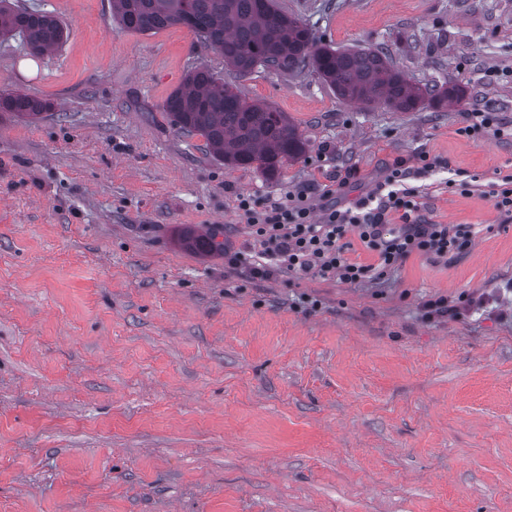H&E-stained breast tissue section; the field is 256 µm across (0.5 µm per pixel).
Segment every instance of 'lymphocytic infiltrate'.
I'll return each instance as SVG.
<instances>
[{"label":"lymphocytic infiltrate","mask_w":512,"mask_h":512,"mask_svg":"<svg viewBox=\"0 0 512 512\" xmlns=\"http://www.w3.org/2000/svg\"><path fill=\"white\" fill-rule=\"evenodd\" d=\"M436 164L424 152L411 161L396 159L371 191L347 205L337 197L347 180L356 177L353 169L332 183L313 180L279 198L258 202L239 197L237 209L249 229L247 247L254 255L247 261L242 252L229 251L227 263L245 266L254 279L286 272L356 285L380 278L413 253L444 257L467 247L472 241L469 226L436 224L421 213L420 190L410 180L417 169ZM351 233L376 256V263L347 258L345 239Z\"/></svg>","instance_id":"lymphocytic-infiltrate-1"}]
</instances>
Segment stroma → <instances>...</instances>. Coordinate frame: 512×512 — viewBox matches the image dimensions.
<instances>
[{"instance_id": "1", "label": "stroma", "mask_w": 512, "mask_h": 512, "mask_svg": "<svg viewBox=\"0 0 512 512\" xmlns=\"http://www.w3.org/2000/svg\"><path fill=\"white\" fill-rule=\"evenodd\" d=\"M66 42H0V512H512V223L483 192L512 141V0H277L338 47L388 49L413 80L462 81L415 112L341 103L308 70L247 78L187 28L140 34L112 0H21ZM204 64L285 112L307 142L278 176L228 167L163 104ZM421 212L468 224L464 251L378 281L249 278L189 249H243L237 210L350 168L343 199L420 152ZM495 292L425 319L423 302ZM48 107L47 101L22 93L0 96V109L20 118L37 119ZM497 112L491 105L484 109H478L468 113L471 125L461 128L460 132L467 134L471 129L490 128L498 138H512V124L505 125L500 123L497 118ZM185 245L203 253L224 252V241H218L213 233H199L195 230H187L183 236Z\"/></svg>"}]
</instances>
